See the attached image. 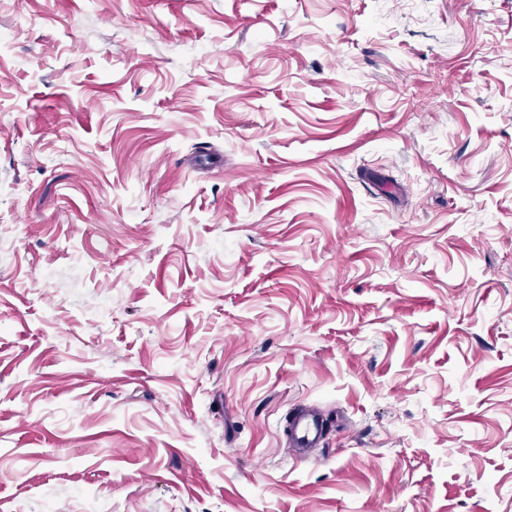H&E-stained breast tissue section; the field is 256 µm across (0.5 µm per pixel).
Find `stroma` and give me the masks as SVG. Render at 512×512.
<instances>
[{"mask_svg":"<svg viewBox=\"0 0 512 512\" xmlns=\"http://www.w3.org/2000/svg\"><path fill=\"white\" fill-rule=\"evenodd\" d=\"M105 507L512 512V0H0V512ZM288 447L299 458H305L310 448H317L328 428V418L314 406L299 407L288 420Z\"/></svg>","mask_w":512,"mask_h":512,"instance_id":"1","label":"stroma"}]
</instances>
